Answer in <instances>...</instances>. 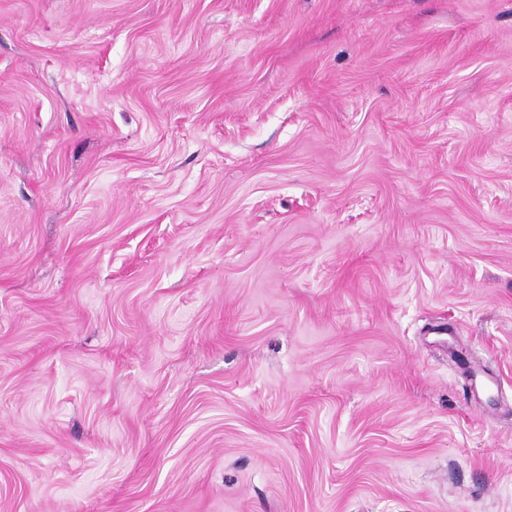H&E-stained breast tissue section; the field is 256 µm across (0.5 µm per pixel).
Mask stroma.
<instances>
[{
	"mask_svg": "<svg viewBox=\"0 0 512 512\" xmlns=\"http://www.w3.org/2000/svg\"><path fill=\"white\" fill-rule=\"evenodd\" d=\"M0 512H512V0H0Z\"/></svg>",
	"mask_w": 512,
	"mask_h": 512,
	"instance_id": "obj_1",
	"label": "stroma"
}]
</instances>
